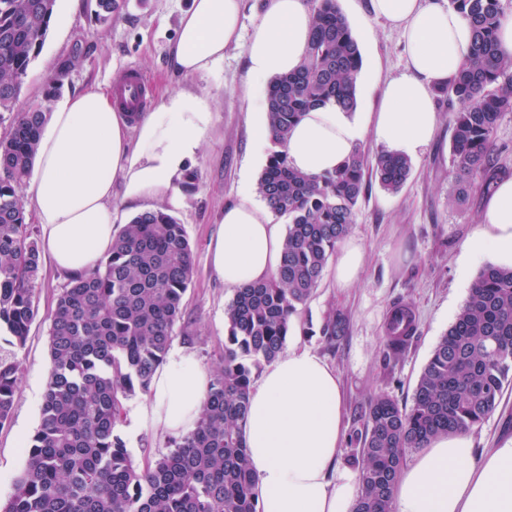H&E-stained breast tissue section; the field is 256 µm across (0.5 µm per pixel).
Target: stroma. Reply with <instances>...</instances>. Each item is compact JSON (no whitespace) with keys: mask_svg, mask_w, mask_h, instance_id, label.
Masks as SVG:
<instances>
[{"mask_svg":"<svg viewBox=\"0 0 512 512\" xmlns=\"http://www.w3.org/2000/svg\"><path fill=\"white\" fill-rule=\"evenodd\" d=\"M191 0H124L107 24L96 23L89 0L74 9L57 6L48 37L25 79L16 110L40 98L44 81L63 63L71 68L67 92L92 85L109 87L127 68L140 69L151 87V109L167 94L207 95L213 122L188 170L196 172L194 190L184 192V205L172 215L184 224L193 250L194 273L182 305L184 320L174 327L173 342L192 351L200 366L212 370L224 356V309L233 297L214 275L208 256L226 205L238 203L244 176L258 178L262 166L251 163L252 121L247 111V59L243 46L204 75L187 76L175 66L172 46L179 19ZM370 36L359 37L363 81L358 85L359 109L377 111L385 82L406 71L400 34L380 18H370ZM440 116L431 144L412 160L411 174L398 193L385 192L368 180L354 216L353 236L364 246V268L351 288L337 287L331 273L312 297L297 308L292 341L312 349L336 367L342 382L343 421L352 427L360 406L382 393L400 406H410L416 382L440 337L464 304L479 268H462L464 245L482 221L485 196L474 192L457 197L450 152L449 114L458 102L435 97ZM68 283L65 275L43 265L34 287L37 315L25 344L11 348L0 335V350L14 351L20 363L11 419L0 427V499H6L25 466V438L40 423V409L51 368L49 328L56 298ZM409 306L416 315V333L400 352L385 345L391 308ZM342 315L346 331L328 342L320 330L330 313ZM139 393L123 402L118 431L133 460L144 462L168 451L170 436L143 424L137 413L146 402ZM476 451L496 447L512 436V387L498 410L471 432Z\"/></svg>","mask_w":512,"mask_h":512,"instance_id":"stroma-1","label":"stroma"}]
</instances>
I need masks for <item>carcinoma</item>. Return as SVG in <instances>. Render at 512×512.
Listing matches in <instances>:
<instances>
[{"label":"carcinoma","instance_id":"obj_1","mask_svg":"<svg viewBox=\"0 0 512 512\" xmlns=\"http://www.w3.org/2000/svg\"><path fill=\"white\" fill-rule=\"evenodd\" d=\"M314 23L302 66L273 79L268 119L283 144L304 112L327 105L357 107L359 44L336 0H314ZM472 27L469 62L437 93L456 99L451 153L463 185L489 193L500 167L493 153L497 121L512 112V56L501 54V0H451ZM56 0H0V330L25 344L37 309L34 285L41 249L26 223L22 189L34 164L46 115L70 64L46 81L42 98L24 112L14 106L50 29ZM120 0H95L105 24ZM410 159L382 152L369 164L362 145L332 172L308 176L282 150L270 153L257 181L268 208L288 218L284 258L266 282L235 290L224 311V358L212 374L199 417L170 440V451L139 469L118 432L122 399L149 392L166 359L182 299L193 276L185 226L162 210L134 216L92 270L70 277L51 315L52 369L39 428L24 443L26 465L0 512H260L242 424L255 372L274 361L293 331L291 316L318 287L330 256L348 236L366 179L398 192ZM407 326L394 317L389 350H401ZM344 330L326 317L331 342ZM19 364L0 355V427L9 419ZM512 383V268L484 265L468 298L435 345L410 407L385 394L362 409L350 443L359 447L362 493L353 512H394L392 490L406 457L435 436L469 432L498 408Z\"/></svg>","mask_w":512,"mask_h":512}]
</instances>
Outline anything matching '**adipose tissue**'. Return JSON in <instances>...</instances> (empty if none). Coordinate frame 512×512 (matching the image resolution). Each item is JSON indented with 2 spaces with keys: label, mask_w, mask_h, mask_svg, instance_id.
Wrapping results in <instances>:
<instances>
[{
  "label": "adipose tissue",
  "mask_w": 512,
  "mask_h": 512,
  "mask_svg": "<svg viewBox=\"0 0 512 512\" xmlns=\"http://www.w3.org/2000/svg\"><path fill=\"white\" fill-rule=\"evenodd\" d=\"M241 6L242 0H191L174 47L181 73H208L225 49L240 44ZM371 11L400 32L407 71L386 83L379 111L325 106L306 112L284 147L291 166L302 172L334 171L368 136L416 157L439 123L432 89L448 84L469 57L470 22L442 0H371ZM312 19L308 0H264L244 43L248 109L259 116L256 154L271 137L266 87L300 66ZM212 119L204 95L169 94L134 128L111 91L92 86L67 95L41 134L27 188L54 266L75 275L108 254L116 233L114 182H121L124 199L180 207L176 182ZM283 244L279 225L247 195L225 208L209 257L218 278L234 290L271 278L282 263ZM490 256L512 266V177L499 181L465 243V265ZM363 265L361 241L343 240L333 268L337 287L355 284ZM209 382L192 352L171 350L152 377L141 421L181 434L198 418ZM243 432L261 512H352L362 487L356 474L338 470L345 438L340 375L318 354L296 344L269 365L251 390ZM393 501L394 512H512V437L479 455L467 433L431 440L399 473Z\"/></svg>",
  "instance_id": "obj_1"
}]
</instances>
